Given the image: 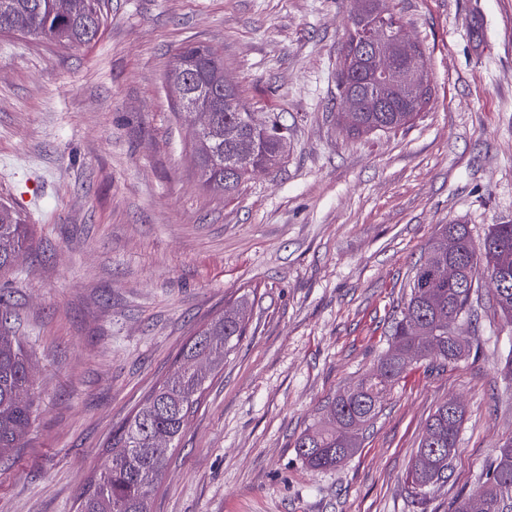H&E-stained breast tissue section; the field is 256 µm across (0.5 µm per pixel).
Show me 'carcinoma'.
Returning a JSON list of instances; mask_svg holds the SVG:
<instances>
[{
  "instance_id": "cac0c4a2",
  "label": "carcinoma",
  "mask_w": 512,
  "mask_h": 512,
  "mask_svg": "<svg viewBox=\"0 0 512 512\" xmlns=\"http://www.w3.org/2000/svg\"><path fill=\"white\" fill-rule=\"evenodd\" d=\"M389 0H365L364 18L378 20L394 34L401 19ZM105 23V0H0V34L33 36L58 44L85 45L97 39ZM354 36L341 49L340 67H348L353 82L337 83V95L360 102V85L369 62L355 53ZM423 89L410 96L399 86L388 88L381 112L358 109L343 119L348 131L360 136L401 127L416 117L429 95L427 76ZM170 85L179 97L193 90L212 114L211 128L194 143L201 178L211 190L230 196L250 176V169L279 165L285 153L277 139L253 141L247 106L236 85L224 86V69L217 50L189 43L173 54ZM488 248L473 246L466 224H444L423 259L413 268L408 299L395 321L391 346L376 370L352 388L328 402L327 422L304 430L295 440L297 454L310 467L330 470L340 466L357 448L363 432L377 417L384 394L398 384L411 362L435 358L450 363L461 358L465 345L448 341L441 318L453 313L473 318L475 282L492 268L502 272L501 287L494 293L497 308L512 320V224H494L485 235ZM31 241V225L23 224L10 207L0 204V272L10 269ZM461 266L459 279L426 287L429 277L448 262ZM245 306L224 310L186 344L183 363L171 371L147 400L112 434L111 462L91 488L78 498V512H151L150 500L157 489L169 453L177 447L192 414L200 406L206 382L224 365V358L245 334ZM440 336L433 347L429 338ZM32 418L31 366L13 328L0 321V458L14 448ZM464 410L444 402L430 417L414 461L407 472L410 494L422 499L428 488L448 479ZM482 497L487 512H512V455L498 448L488 461L477 487L459 496L451 512H468L470 499Z\"/></svg>"
}]
</instances>
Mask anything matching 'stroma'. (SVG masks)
<instances>
[{"mask_svg":"<svg viewBox=\"0 0 512 512\" xmlns=\"http://www.w3.org/2000/svg\"><path fill=\"white\" fill-rule=\"evenodd\" d=\"M431 95L394 131L354 136L336 76L352 0H108L99 37L0 36V203L32 225L0 273L31 360L33 417L0 460V512H75L108 442L183 346L248 299L154 512H451L512 438V323L481 293L452 327L461 360L412 364L355 453L307 467L294 441L376 369L413 265L444 224H512V0H393ZM217 48L283 163L233 196L206 188L195 126L167 84L175 50ZM464 419L426 498L408 469L436 407Z\"/></svg>","mask_w":512,"mask_h":512,"instance_id":"35a3bbf8","label":"stroma"}]
</instances>
